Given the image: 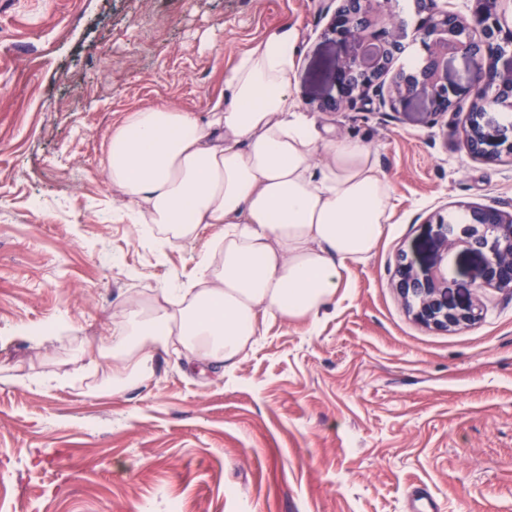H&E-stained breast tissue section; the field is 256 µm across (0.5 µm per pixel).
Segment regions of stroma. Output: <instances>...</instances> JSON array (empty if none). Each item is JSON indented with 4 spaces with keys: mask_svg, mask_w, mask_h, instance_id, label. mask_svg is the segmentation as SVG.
<instances>
[{
    "mask_svg": "<svg viewBox=\"0 0 512 512\" xmlns=\"http://www.w3.org/2000/svg\"><path fill=\"white\" fill-rule=\"evenodd\" d=\"M339 0H0V512H512V291L476 292L448 255L450 298L475 324L416 322L391 282L434 256L429 219L512 210V158L465 146L470 109L323 110L336 95ZM297 25L291 94L375 151L394 213L316 324L261 320L231 370L158 348L118 396L64 385L128 297L187 280L214 228L156 255L115 218L104 167L115 126L169 104L211 111L224 72ZM53 335L39 337L47 323Z\"/></svg>",
    "mask_w": 512,
    "mask_h": 512,
    "instance_id": "stroma-1",
    "label": "stroma"
}]
</instances>
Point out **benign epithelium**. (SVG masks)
<instances>
[{
  "instance_id": "7a95c632",
  "label": "benign epithelium",
  "mask_w": 512,
  "mask_h": 512,
  "mask_svg": "<svg viewBox=\"0 0 512 512\" xmlns=\"http://www.w3.org/2000/svg\"><path fill=\"white\" fill-rule=\"evenodd\" d=\"M504 0H476L468 22L448 9L446 0H431L430 9L414 10V30L419 38L414 59L405 65L393 90L394 104L409 109L417 100L426 112L438 115L462 97L477 99L488 69L480 70L466 84L448 80V58L478 57L498 63L505 55L501 44L512 37L504 28ZM342 53L336 63V97L327 103L333 110H363L371 103L370 90L381 72L409 48L404 20L393 15L386 0H341L330 26ZM497 77L489 89L491 106H484L478 134L467 133L471 155L487 161L512 158V140L500 133V120L489 113L512 110V65L495 67ZM467 224H453L436 216L435 256L417 265L400 256L391 286L415 320L448 331L475 322L476 304L457 306L448 300V251L457 248L480 259L474 288L512 290V212L471 205Z\"/></svg>"
}]
</instances>
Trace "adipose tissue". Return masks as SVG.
Here are the masks:
<instances>
[{"instance_id": "1", "label": "adipose tissue", "mask_w": 512, "mask_h": 512, "mask_svg": "<svg viewBox=\"0 0 512 512\" xmlns=\"http://www.w3.org/2000/svg\"><path fill=\"white\" fill-rule=\"evenodd\" d=\"M298 57L297 27L281 25L225 71V104L151 106L113 130L105 170L138 238L161 253L205 224L224 245L188 281L129 302L87 351L85 370L108 368L113 393L153 377L157 348L230 370L260 318L317 321L384 236L392 187L366 143L327 135L292 97Z\"/></svg>"}]
</instances>
